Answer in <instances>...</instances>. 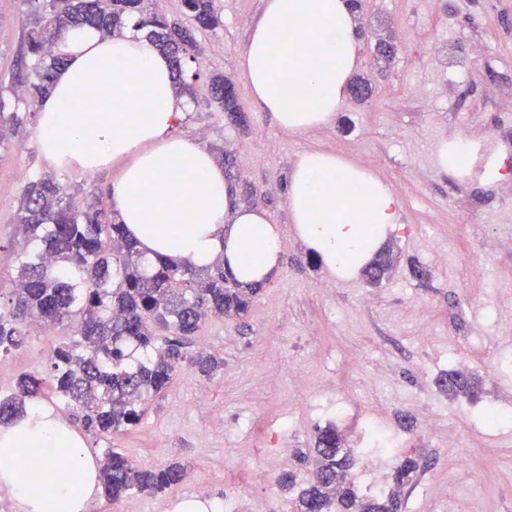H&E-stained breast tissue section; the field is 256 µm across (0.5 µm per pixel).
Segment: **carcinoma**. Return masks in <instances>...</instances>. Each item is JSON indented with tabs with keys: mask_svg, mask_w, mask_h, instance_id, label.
I'll list each match as a JSON object with an SVG mask.
<instances>
[{
	"mask_svg": "<svg viewBox=\"0 0 512 512\" xmlns=\"http://www.w3.org/2000/svg\"><path fill=\"white\" fill-rule=\"evenodd\" d=\"M33 15L25 33L31 76L18 79L27 107L49 91L54 71L63 60L53 45L64 31L91 26L112 35L131 21L149 28L148 38L169 56L180 93L193 92L184 78L186 59L197 51L195 31L150 9L149 0H22ZM185 11L200 28L219 24L213 0H182ZM230 80L211 79L212 99L238 125L246 123L237 103L224 101ZM22 230L19 279L12 308L0 310V356L26 341L25 320L37 318L48 326L63 322L76 326L75 335L59 345L50 362L48 378L27 374L15 393L0 399V423L19 414L44 396L43 386L76 405L83 425L95 438H105L141 420L146 400L165 391L174 375L190 365L205 376L222 363L199 353L187 356V343L206 317H242L249 312L259 286H242L225 277L224 267L200 270L190 264L159 260L144 269L137 243L115 216L88 202L73 205L53 176L39 177L25 187L16 214ZM392 268L390 255L365 270L368 282H381ZM171 333L159 337L156 330ZM470 381L448 374V393L468 395ZM107 459L100 480L105 495L116 501L134 492L155 493L183 483L185 468L172 463L158 471L134 465L126 455L102 449ZM357 450L345 448L336 428L318 431L314 447L299 455L311 468L310 479L297 486L293 474L279 480L292 492L293 512H402L398 490L423 472L417 459L397 465L394 487L361 495L350 479Z\"/></svg>",
	"mask_w": 512,
	"mask_h": 512,
	"instance_id": "obj_1",
	"label": "carcinoma"
}]
</instances>
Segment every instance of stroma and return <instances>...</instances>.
Wrapping results in <instances>:
<instances>
[{"instance_id":"stroma-1","label":"stroma","mask_w":512,"mask_h":512,"mask_svg":"<svg viewBox=\"0 0 512 512\" xmlns=\"http://www.w3.org/2000/svg\"><path fill=\"white\" fill-rule=\"evenodd\" d=\"M263 0H214L221 18L197 34L189 63L194 94L175 131L197 138L213 154L255 155L233 183L282 232L281 270L264 284L241 318L210 316L191 340L224 366L212 379L179 371L150 398L137 426L108 436L133 464H183L187 480L157 493L100 499L96 512H179L184 498L208 504L248 498L251 512H290V493L276 482L297 481V449L311 447L319 428L335 425L356 447L365 419L381 432H400L401 456L429 465L403 512H512V430L481 427L491 405H512V0H359L358 77L374 94L346 99L330 122L293 135L278 129L251 102L238 52ZM30 18L21 0H0V100L15 111L13 77ZM394 43L383 61L378 39ZM462 63L461 84L447 63ZM231 80L247 116L230 124L211 97L210 79ZM420 94H413V87ZM29 117L0 150V304L17 282L16 213L25 184L55 173L75 204L98 199L109 207L119 166L94 174L51 171L35 143ZM453 135L474 141L485 171L436 168L438 146ZM318 149L346 156L391 183L402 202L400 224L386 247L397 261L379 285L363 277L337 280L297 238L286 204L298 153ZM24 346L0 357V391L11 394L26 373H43L71 328H25ZM468 358L474 395L448 398L440 377L456 370V350ZM209 385L208 404L197 389ZM288 449L286 469L276 454Z\"/></svg>"}]
</instances>
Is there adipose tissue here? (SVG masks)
<instances>
[{
    "label": "adipose tissue",
    "mask_w": 512,
    "mask_h": 512,
    "mask_svg": "<svg viewBox=\"0 0 512 512\" xmlns=\"http://www.w3.org/2000/svg\"><path fill=\"white\" fill-rule=\"evenodd\" d=\"M352 0H263L239 52L255 105L281 130L321 128L361 63ZM63 63L37 103L36 146L56 169L93 174L120 164L111 208L143 258L220 262L248 285L278 273L282 235L242 205L224 167L198 139L175 134L188 100L169 60L134 29L85 26L56 41ZM286 203L297 238L324 266L353 279L396 229L401 201L371 169L323 150L298 153ZM28 455H19V448ZM0 485L22 512H92L100 488L83 437L51 407L0 423Z\"/></svg>",
    "instance_id": "adipose-tissue-1"
}]
</instances>
